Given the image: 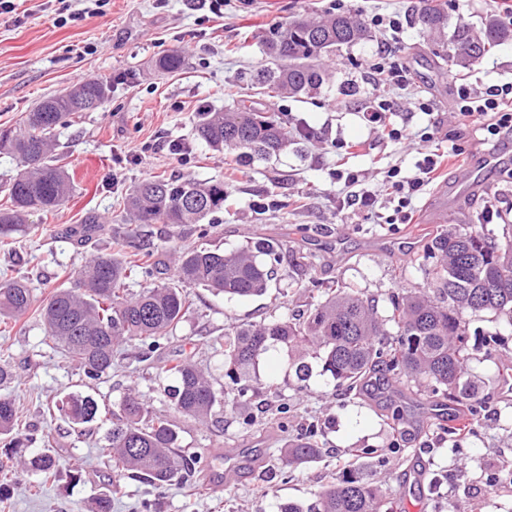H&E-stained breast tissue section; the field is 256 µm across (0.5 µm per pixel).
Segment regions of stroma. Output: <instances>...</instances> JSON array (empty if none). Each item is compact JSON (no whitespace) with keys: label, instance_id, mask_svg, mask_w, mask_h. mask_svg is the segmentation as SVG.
Wrapping results in <instances>:
<instances>
[{"label":"stroma","instance_id":"stroma-1","mask_svg":"<svg viewBox=\"0 0 512 512\" xmlns=\"http://www.w3.org/2000/svg\"><path fill=\"white\" fill-rule=\"evenodd\" d=\"M436 0H224L214 15L207 0H70L82 10L78 22L59 24L58 0H16L13 12L0 15V128L18 126L42 99L87 78L108 85L105 104L78 113L57 132L63 161L74 178L70 201L51 214L31 212L26 231L15 234L9 248H0V269L25 278L37 299L70 286L84 261L115 252L117 242L135 234L156 259L174 261V247L216 245L233 252L260 239L279 242L282 254L268 291L261 296L230 298L202 288L192 289V306L173 335L162 338L149 359L133 339L123 344L111 372L91 380L52 348L45 327L35 315L0 323V352H8L13 377L0 395L14 399L21 425L44 442L59 467L55 483L7 458L0 446V512H93L94 500L121 485L123 495L112 512H278L284 500L312 502L329 481L338 461L352 448H380L383 459H363L401 512H512V390L502 387V372L512 370V324L491 314L470 315L476 334H497L490 353L477 355L470 373L479 395L469 407L408 387L380 370L368 391L337 389L322 370V361L308 355L310 372L298 380L287 349L276 346L263 354L251 373L250 389L237 403L217 407L208 424L177 413L164 390L172 380L166 369L175 357L190 358L224 385V357L216 337L237 327L302 316L331 282L375 298L386 315L392 298L424 285L432 265L430 242L461 224L489 223L501 233L512 224V139L496 146L470 145L469 131L452 110V88L459 75L474 86L512 83V41L466 68L446 55L455 32L478 29L489 14L499 13L495 0H448V26L443 37L428 35L418 17ZM398 15L399 34L372 28L373 42L340 47L330 70L332 78L299 99L275 98L270 106L288 131V148L279 157L248 165L232 152H217L198 138L195 116L249 99L246 74L267 59L261 42L273 28L297 17L331 11ZM390 41L411 69L412 80L401 90L374 82L369 71L377 42ZM185 52L184 70L165 74L153 62L169 51ZM436 103L433 114L414 107L419 94ZM385 100L393 110L387 122L406 128L410 136L387 137L368 126L360 111ZM437 136L452 134L464 145L463 155L443 162L439 175L414 201L410 224H385L394 202L382 193L390 168L412 175L431 143L422 141L425 127ZM358 148L340 155V142ZM503 154L504 162L488 175L480 192L447 195L464 170L480 166L485 155ZM358 174L356 187L345 186L343 174ZM179 176L201 182L219 180L227 195L222 213L210 224H130L122 218V202L137 183L153 176ZM378 195L377 217L346 204L351 191ZM492 221H485L486 210ZM105 217L92 240L82 243L72 228L87 214ZM413 237L407 253L396 240ZM303 259L294 266L293 256ZM78 391L98 403L117 407L137 396L156 416L178 426L181 453L191 468L185 482L162 488L117 476L110 462L107 425H69L47 410L49 402ZM399 408V425L387 424L385 407ZM433 406L446 410L444 420L426 418ZM469 411L474 430L448 437L446 426L459 425V412ZM317 425L325 448L321 459L301 465L284 459L288 441L305 436ZM264 448L257 476L212 483L209 473L226 450ZM425 473L423 486L404 492L410 472Z\"/></svg>","mask_w":512,"mask_h":512}]
</instances>
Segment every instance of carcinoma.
<instances>
[{"mask_svg":"<svg viewBox=\"0 0 512 512\" xmlns=\"http://www.w3.org/2000/svg\"><path fill=\"white\" fill-rule=\"evenodd\" d=\"M421 24L431 35L441 33L448 24L444 5L425 11ZM371 38L366 25L349 12L294 20L266 38L268 65L253 76L257 94L306 95L329 80L323 59L343 45ZM509 39L512 28L490 15L479 30L457 33L451 57L471 65ZM184 62L183 53L173 50L155 66L174 72ZM106 91L103 80L87 78L73 90L40 102L26 113L21 127L0 128V152L17 160V173L0 185L6 197V203L0 204V246H10L13 235L23 231L29 212H53L69 200L73 184L60 164L57 130L75 114L79 100L94 97L102 105ZM195 127L212 149L239 151L242 163L268 159L288 146V131L275 113L243 100L233 112L200 113ZM195 197L199 206L184 204ZM124 206L125 219L135 224H200L224 210V183L149 179L130 190ZM100 224V218L90 214L74 233L90 239ZM503 230L502 242L484 224H465L437 235L430 246L435 263L425 270L426 286L391 300L384 317L378 315L375 301L327 287L321 291L324 300L299 319L249 325L218 337L224 354V387L245 395L258 358L280 344L296 351L295 373L301 380L308 376L304 359L312 347L321 355L323 372L347 391L363 389L375 369L384 366L407 383L424 384L429 392L452 402L477 398L478 387L469 378L475 348L466 314L489 312L512 323V225H504ZM118 249L124 257L89 259L73 287L60 288L42 302L25 281L0 271V321L30 312L37 315L55 349L96 380L112 370L116 347L125 338L141 341L151 352L157 350V338L173 333L189 310V290L204 288L231 297L262 295L272 277L264 258L276 257L280 245L263 239L230 253L204 246L187 249L177 253L170 280L159 283L160 269L151 255L130 260L138 250L135 241L120 243ZM132 277L144 282L136 295L127 288ZM168 372L176 378V385L165 390L175 411L206 422L224 404V391L217 390L190 359L171 360ZM53 408L72 425L112 415L108 433L112 467L131 480L162 487L187 467L176 452L179 433L174 425L152 416L136 397H126L118 409L108 412L93 398L70 393ZM18 419L15 401L0 397V437L13 434ZM352 452L354 460L336 465L334 481L317 492L310 507L285 500L279 512H394L381 487L355 463V458L379 450ZM321 454L319 441L309 435L289 442L285 456L290 464H303ZM28 466L44 482L57 478V462L46 451L33 455Z\"/></svg>","mask_w":512,"mask_h":512,"instance_id":"1","label":"carcinoma"}]
</instances>
